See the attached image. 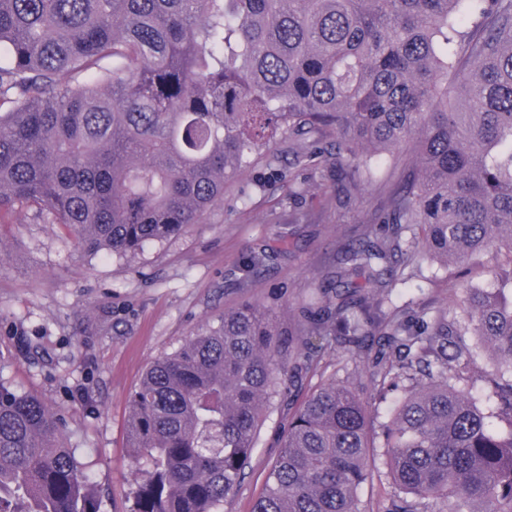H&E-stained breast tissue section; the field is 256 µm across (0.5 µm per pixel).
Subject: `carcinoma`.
I'll return each mask as SVG.
<instances>
[{
    "label": "carcinoma",
    "instance_id": "cac0c4a2",
    "mask_svg": "<svg viewBox=\"0 0 512 512\" xmlns=\"http://www.w3.org/2000/svg\"><path fill=\"white\" fill-rule=\"evenodd\" d=\"M336 136V143L330 138ZM288 143L342 169L350 201L385 160L412 170L340 245L332 296L285 338L258 303L189 336L129 395L140 480L130 512H220L246 476L265 411L302 390L339 337L383 335L390 512H512V270L460 307L388 312L405 236L463 268L512 252V0H0V224H61L88 256H131L199 224L224 186ZM476 343L494 358L488 412L451 384ZM371 415L329 382L294 406L251 512H365ZM64 419L0 383V512H101Z\"/></svg>",
    "mask_w": 512,
    "mask_h": 512
}]
</instances>
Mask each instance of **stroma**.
I'll return each mask as SVG.
<instances>
[{
    "instance_id": "1",
    "label": "stroma",
    "mask_w": 512,
    "mask_h": 512,
    "mask_svg": "<svg viewBox=\"0 0 512 512\" xmlns=\"http://www.w3.org/2000/svg\"><path fill=\"white\" fill-rule=\"evenodd\" d=\"M257 163L224 188V201L202 223L134 256H82L67 229L18 215L0 226V382L39 396L64 415L74 448L101 501V512H129L137 473L126 448L128 394L154 359L171 353L207 324L245 301L271 310L281 327L299 331L301 306L321 286L340 243L373 229L382 190L338 202L331 177ZM512 268V253L482 255L465 275L420 260L393 286L397 305L458 302L466 283L485 284ZM355 345L331 341L304 387L339 380L362 388L372 406L371 478L360 491L367 512H388L399 490L389 474L380 426L398 393L368 388L371 364ZM286 407L265 414L248 474L223 512H250L277 458Z\"/></svg>"
}]
</instances>
